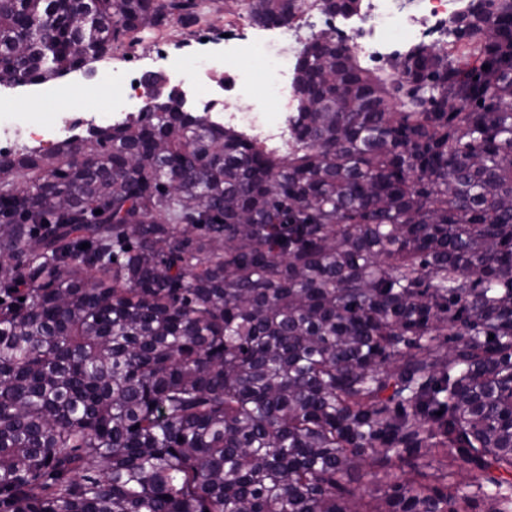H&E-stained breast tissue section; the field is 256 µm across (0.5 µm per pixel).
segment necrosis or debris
I'll return each mask as SVG.
<instances>
[{
    "label": "necrosis or debris",
    "mask_w": 512,
    "mask_h": 512,
    "mask_svg": "<svg viewBox=\"0 0 512 512\" xmlns=\"http://www.w3.org/2000/svg\"><path fill=\"white\" fill-rule=\"evenodd\" d=\"M456 0H421L418 13L405 12L401 0H368L364 28L344 36V43L358 55L373 54L384 48L396 36L429 38L435 35V23L453 12ZM276 39L253 46L239 47L236 43L238 26L227 23L226 34L231 43L224 50L223 58L204 63L194 73L195 81L202 87L198 100L199 110L205 114L223 115L227 128L245 133L258 142L276 143L278 148L292 146L288 119L297 100L295 86L289 85L286 76L290 61L301 52L309 38H316L318 30L302 31L293 23L276 26ZM272 62L279 74L277 81L262 87L256 86L253 76L242 64V56ZM245 95L259 101L253 110L242 111L238 100ZM71 118H63L51 126L32 123L21 124L8 115L0 114V152L12 153L22 141L49 146L70 136Z\"/></svg>",
    "instance_id": "1"
}]
</instances>
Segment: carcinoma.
Instances as JSON below:
<instances>
[{
  "mask_svg": "<svg viewBox=\"0 0 512 512\" xmlns=\"http://www.w3.org/2000/svg\"><path fill=\"white\" fill-rule=\"evenodd\" d=\"M464 2L385 69L308 42L286 156L173 94L0 155V512H512V0ZM201 7L0 0V78ZM441 469L451 474L448 478L451 482L465 484L470 480V473L465 464L458 462L450 465L449 462L446 461H443L442 465H439L438 462L434 461L433 463L424 466L422 468L424 472V480L427 483L436 484L441 474ZM392 471L391 467L384 462H379L375 465L373 469H371L372 474H368L363 477L359 483H354V486H359L361 491L365 489L369 490L368 495L365 497V500H368L372 495H378L383 492L386 482V474ZM381 489L380 492L377 490Z\"/></svg>",
  "mask_w": 512,
  "mask_h": 512,
  "instance_id": "cac0c4a2",
  "label": "carcinoma"
}]
</instances>
